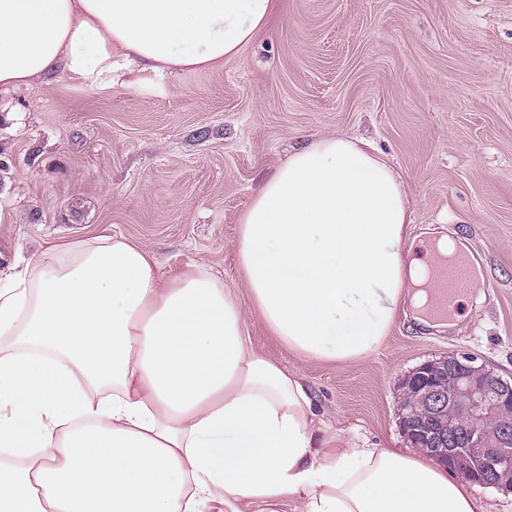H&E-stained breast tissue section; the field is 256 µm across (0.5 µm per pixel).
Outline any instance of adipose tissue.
<instances>
[{"instance_id": "adipose-tissue-1", "label": "adipose tissue", "mask_w": 512, "mask_h": 512, "mask_svg": "<svg viewBox=\"0 0 512 512\" xmlns=\"http://www.w3.org/2000/svg\"><path fill=\"white\" fill-rule=\"evenodd\" d=\"M278 0H0V95L61 76L100 86L130 66L211 69ZM400 176L361 142L323 136L264 181L242 216L243 283L273 336L358 363L427 259L405 246ZM0 512H488L444 468L321 431L297 372L258 349L219 272L164 271L121 235L48 244L0 277Z\"/></svg>"}]
</instances>
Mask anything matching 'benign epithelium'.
I'll return each mask as SVG.
<instances>
[{
    "label": "benign epithelium",
    "mask_w": 512,
    "mask_h": 512,
    "mask_svg": "<svg viewBox=\"0 0 512 512\" xmlns=\"http://www.w3.org/2000/svg\"><path fill=\"white\" fill-rule=\"evenodd\" d=\"M401 427L428 454L468 481L512 490V377L471 356L450 353L405 378Z\"/></svg>",
    "instance_id": "7a95c632"
}]
</instances>
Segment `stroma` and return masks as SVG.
Listing matches in <instances>:
<instances>
[{"label": "stroma", "mask_w": 512, "mask_h": 512, "mask_svg": "<svg viewBox=\"0 0 512 512\" xmlns=\"http://www.w3.org/2000/svg\"><path fill=\"white\" fill-rule=\"evenodd\" d=\"M223 66L109 86L58 80L0 112V270L49 240L120 234L164 269L197 261L235 287L252 342L302 376L330 432L411 451L405 377L455 352L512 376V0H280ZM370 142L400 175L410 235L483 253L492 293L453 329L403 308L369 359L310 361L243 288L240 220L259 185L314 138Z\"/></svg>", "instance_id": "1"}]
</instances>
